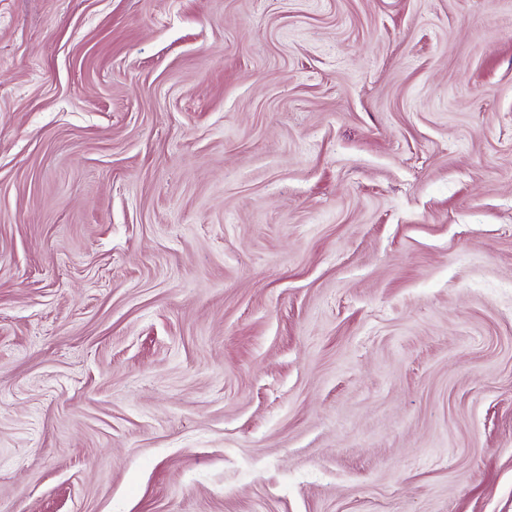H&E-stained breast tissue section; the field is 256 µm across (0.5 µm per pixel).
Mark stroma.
Wrapping results in <instances>:
<instances>
[{
  "label": "stroma",
  "mask_w": 512,
  "mask_h": 512,
  "mask_svg": "<svg viewBox=\"0 0 512 512\" xmlns=\"http://www.w3.org/2000/svg\"><path fill=\"white\" fill-rule=\"evenodd\" d=\"M0 512H512V0H0Z\"/></svg>",
  "instance_id": "stroma-1"
}]
</instances>
